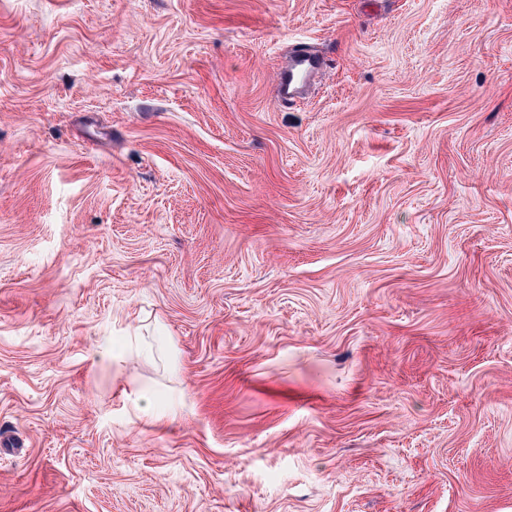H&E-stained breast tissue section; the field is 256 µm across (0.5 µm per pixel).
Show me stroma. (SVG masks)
<instances>
[{
  "label": "stroma",
  "instance_id": "obj_1",
  "mask_svg": "<svg viewBox=\"0 0 512 512\" xmlns=\"http://www.w3.org/2000/svg\"><path fill=\"white\" fill-rule=\"evenodd\" d=\"M0 512H512V0H0ZM325 64L324 56L312 52L304 44H299L278 70L276 76L277 99L289 101L300 95ZM127 354L128 345L116 348L114 345H112V342L109 338L104 337L97 345L94 363L112 365V367L119 372L122 364H124L127 358Z\"/></svg>",
  "mask_w": 512,
  "mask_h": 512
}]
</instances>
